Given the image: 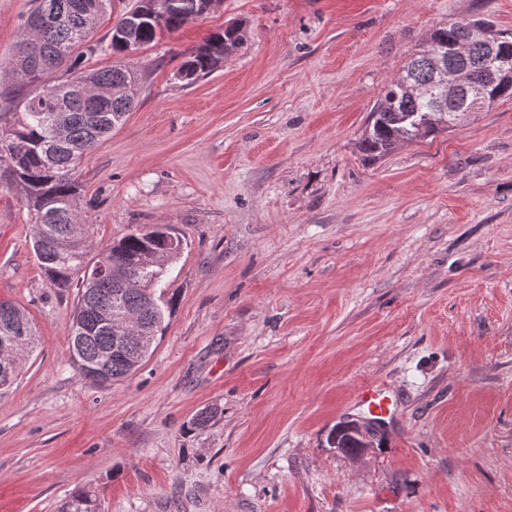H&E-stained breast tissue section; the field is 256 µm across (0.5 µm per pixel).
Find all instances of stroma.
I'll return each mask as SVG.
<instances>
[{
    "instance_id": "1",
    "label": "stroma",
    "mask_w": 512,
    "mask_h": 512,
    "mask_svg": "<svg viewBox=\"0 0 512 512\" xmlns=\"http://www.w3.org/2000/svg\"><path fill=\"white\" fill-rule=\"evenodd\" d=\"M32 0H0V65ZM512 0H221L128 61L136 104L79 169L88 258L138 229L184 242L175 307L140 367L74 370L76 288L0 181V301L37 345L0 392V512H512V102L377 162L358 142L411 48ZM247 42L191 84L186 51ZM396 413L350 455L327 436ZM220 414L203 430V408ZM358 401L367 408L371 420L384 426L387 419H392L394 403L392 399L377 385L362 386L357 393ZM97 499L88 490H78L63 504L61 512H99Z\"/></svg>"
}]
</instances>
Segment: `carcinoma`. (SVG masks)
<instances>
[{
	"label": "carcinoma",
	"instance_id": "carcinoma-1",
	"mask_svg": "<svg viewBox=\"0 0 512 512\" xmlns=\"http://www.w3.org/2000/svg\"><path fill=\"white\" fill-rule=\"evenodd\" d=\"M61 17L49 19L38 31V45L18 52L11 66L0 70V80H25L36 85L20 102L21 112L12 131L0 132V178L17 183L34 214L37 225L33 249L40 268L55 288L79 282L71 340V357L77 373L107 385L133 373L149 353L174 298L168 296L167 271L146 267L148 252H165L166 224L138 230L106 245L97 260L87 259L84 240L87 225L80 223L76 169L81 160L119 125L134 106L138 75L127 63L108 68L78 71L81 59L100 50L92 41L95 27L82 25L80 11L86 5L110 6L111 0H56ZM207 0H135L112 27V53L126 55L151 45L205 15ZM131 13L143 18L128 30ZM488 33L475 39L466 31L469 22L436 28L409 53L402 71L386 86L370 114L358 150L363 159L380 160L396 148L444 132L457 125L466 106L460 88L439 101L431 53L449 43L470 38L469 53L448 55V66L475 72L485 90L484 109L500 101H512V30L495 27L481 18ZM245 39L243 27L232 24L193 48L177 73L192 82L211 73L224 56ZM128 84L125 93L89 94L81 86L103 89ZM21 318L27 343L0 354V365L10 368L15 382L27 350L36 346V328L20 307L0 302ZM334 447L351 454L362 449L359 437L343 433ZM61 512H100L88 490H78Z\"/></svg>",
	"mask_w": 512,
	"mask_h": 512
}]
</instances>
